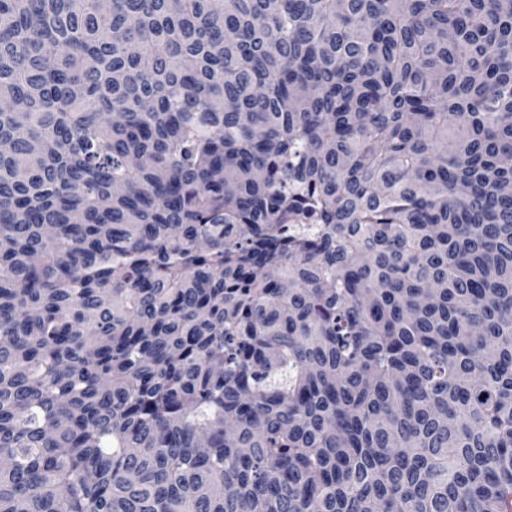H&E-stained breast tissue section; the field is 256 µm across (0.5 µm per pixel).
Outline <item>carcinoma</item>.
I'll return each mask as SVG.
<instances>
[{"label":"carcinoma","mask_w":512,"mask_h":512,"mask_svg":"<svg viewBox=\"0 0 512 512\" xmlns=\"http://www.w3.org/2000/svg\"><path fill=\"white\" fill-rule=\"evenodd\" d=\"M0 512H512V0H0Z\"/></svg>","instance_id":"cac0c4a2"}]
</instances>
